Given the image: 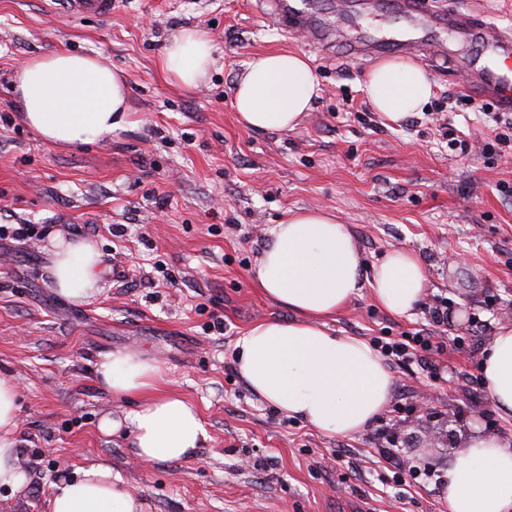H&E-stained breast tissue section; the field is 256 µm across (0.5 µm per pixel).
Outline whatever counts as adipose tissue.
I'll return each instance as SVG.
<instances>
[{"mask_svg": "<svg viewBox=\"0 0 512 512\" xmlns=\"http://www.w3.org/2000/svg\"><path fill=\"white\" fill-rule=\"evenodd\" d=\"M215 63L210 34L186 28L167 46L161 69L177 86L195 90ZM128 91L123 70L66 50L23 63L14 80L26 123L44 142L62 147L92 143L124 128ZM363 91L376 112L397 124L424 110L433 81L417 61L387 58L372 67ZM319 95V81L303 54L263 52L246 62L233 107L245 127L290 130ZM47 251L57 293L76 304L90 302L104 273L95 243L54 233ZM253 279L293 317L259 321L237 338L241 378L263 401L322 435L364 430L387 405L394 377L377 350L361 337L329 330L326 320L365 287L381 308L412 317L427 282L418 254L392 250L364 276L349 225L329 210L302 208L271 228ZM96 372L113 397L139 399L123 416L103 415L102 435L128 432L134 454L147 464L183 461L202 448L207 433L197 408L165 389L154 361L118 350L102 355ZM481 374L497 410L512 417V325L492 336ZM17 397L14 381L0 378V487L13 490L27 481L18 465ZM441 491L448 512H512V444L472 438L443 474ZM48 512H146V504L101 461L80 468L78 477H59Z\"/></svg>", "mask_w": 512, "mask_h": 512, "instance_id": "adipose-tissue-1", "label": "adipose tissue"}]
</instances>
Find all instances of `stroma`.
<instances>
[{
	"label": "stroma",
	"instance_id": "35a3bbf8",
	"mask_svg": "<svg viewBox=\"0 0 512 512\" xmlns=\"http://www.w3.org/2000/svg\"><path fill=\"white\" fill-rule=\"evenodd\" d=\"M340 34L386 43L410 28L363 0H316ZM468 10L479 25L512 28V0H428ZM210 31L216 64L201 88L168 81L160 59L185 28ZM122 69L128 125L96 143L46 144L22 119L18 66L59 49ZM305 54L320 95L292 131L242 126L233 90L257 53ZM416 59L435 87L424 111L390 125L362 91L374 59L322 49L288 31L259 0H113L110 17L69 19L60 0H0V376L19 393L24 489L0 487V512H47L61 474L106 461L148 512H448L440 477L476 436L512 441L495 409L482 351L512 307V149L493 148L488 110H452L468 96L464 72L490 66L480 37L432 34ZM466 141L467 152L450 139ZM326 208L349 224L366 266L415 251L428 288L412 318L361 290L328 325L374 348L427 333L424 361L389 360L394 388L365 431L321 435L254 395L234 365V343L257 321L291 313L254 286L250 270L274 224L298 208ZM94 240L104 269L96 299L76 305L51 284L52 233ZM464 311L456 325L448 315ZM133 349L193 402L206 429L188 460L146 464L126 436L105 437V413L128 400L100 384L101 355ZM435 398L433 415L420 408ZM455 446L407 447L445 427ZM420 468L410 477L409 468Z\"/></svg>",
	"mask_w": 512,
	"mask_h": 512
}]
</instances>
